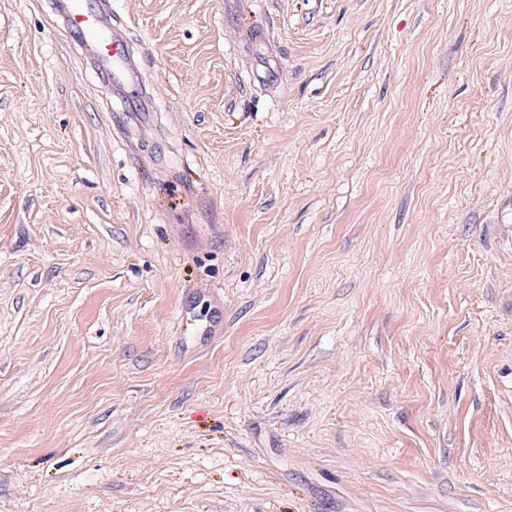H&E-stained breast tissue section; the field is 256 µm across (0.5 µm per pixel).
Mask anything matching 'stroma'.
<instances>
[{"label": "stroma", "instance_id": "obj_1", "mask_svg": "<svg viewBox=\"0 0 512 512\" xmlns=\"http://www.w3.org/2000/svg\"><path fill=\"white\" fill-rule=\"evenodd\" d=\"M112 12L0 0V512H512V0ZM51 6L99 76L126 101L125 111L153 112L125 33L113 24L110 0H52Z\"/></svg>", "mask_w": 512, "mask_h": 512}]
</instances>
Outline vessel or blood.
Listing matches in <instances>:
<instances>
[{
    "label": "vessel or blood",
    "mask_w": 512,
    "mask_h": 512,
    "mask_svg": "<svg viewBox=\"0 0 512 512\" xmlns=\"http://www.w3.org/2000/svg\"><path fill=\"white\" fill-rule=\"evenodd\" d=\"M51 6L99 76L125 100L128 111H151V95L139 80L123 29L113 23L110 0H52Z\"/></svg>",
    "instance_id": "obj_1"
}]
</instances>
